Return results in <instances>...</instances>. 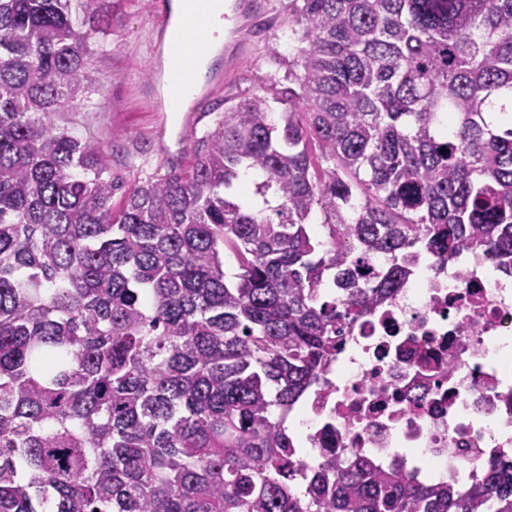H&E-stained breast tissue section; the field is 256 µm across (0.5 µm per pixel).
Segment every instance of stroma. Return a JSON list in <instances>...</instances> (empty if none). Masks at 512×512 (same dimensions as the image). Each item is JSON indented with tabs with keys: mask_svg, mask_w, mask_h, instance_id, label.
I'll list each match as a JSON object with an SVG mask.
<instances>
[{
	"mask_svg": "<svg viewBox=\"0 0 512 512\" xmlns=\"http://www.w3.org/2000/svg\"><path fill=\"white\" fill-rule=\"evenodd\" d=\"M288 2L266 0V12L249 27L250 48L225 75L223 88L205 104L188 103L183 114L165 111L166 83L151 82L148 76L155 26L151 0H92L91 10L112 27L111 34L94 46L90 58L96 89L79 101L75 111L57 113L56 123L101 143L108 152L113 178L126 190L165 178L171 168L190 167L193 140L177 142L184 116H191L196 137H200L240 99L286 85L288 67L279 58L288 52L282 39L288 27ZM149 83L156 90L151 100L142 93Z\"/></svg>",
	"mask_w": 512,
	"mask_h": 512,
	"instance_id": "35a3bbf8",
	"label": "stroma"
}]
</instances>
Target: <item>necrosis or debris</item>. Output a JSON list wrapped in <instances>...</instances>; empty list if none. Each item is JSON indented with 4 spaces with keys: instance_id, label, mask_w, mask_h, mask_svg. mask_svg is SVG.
I'll list each match as a JSON object with an SVG mask.
<instances>
[{
    "instance_id": "necrosis-or-debris-1",
    "label": "necrosis or debris",
    "mask_w": 512,
    "mask_h": 512,
    "mask_svg": "<svg viewBox=\"0 0 512 512\" xmlns=\"http://www.w3.org/2000/svg\"><path fill=\"white\" fill-rule=\"evenodd\" d=\"M512 274L483 254L419 253L391 301L346 334L300 404L303 459L360 454L420 482H476L512 461Z\"/></svg>"
}]
</instances>
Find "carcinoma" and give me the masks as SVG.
<instances>
[{
    "instance_id": "obj_1",
    "label": "carcinoma",
    "mask_w": 512,
    "mask_h": 512,
    "mask_svg": "<svg viewBox=\"0 0 512 512\" xmlns=\"http://www.w3.org/2000/svg\"><path fill=\"white\" fill-rule=\"evenodd\" d=\"M72 2L0 0V512H512L497 458L310 465L286 424L410 249L512 267V0H292L290 86L117 205L55 122L107 35Z\"/></svg>"
}]
</instances>
